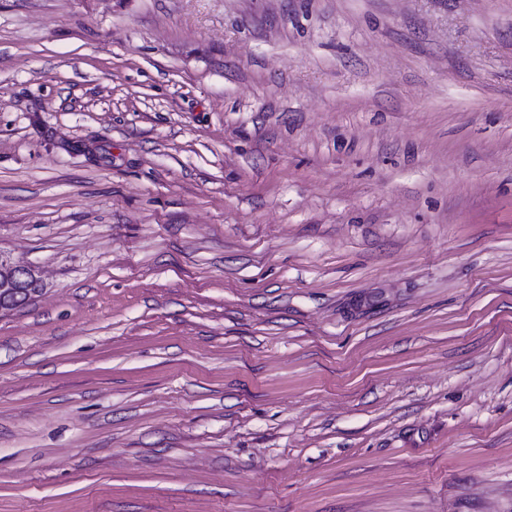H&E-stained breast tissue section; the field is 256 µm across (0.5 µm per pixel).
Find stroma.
Here are the masks:
<instances>
[{"label":"stroma","mask_w":512,"mask_h":512,"mask_svg":"<svg viewBox=\"0 0 512 512\" xmlns=\"http://www.w3.org/2000/svg\"><path fill=\"white\" fill-rule=\"evenodd\" d=\"M0 512H512V0H0ZM29 279L33 282L31 299L39 296L44 289V284L32 267L17 262L10 253L0 250V312L9 311L10 308L4 306V299L10 295L16 286L23 280ZM2 298V305H1Z\"/></svg>","instance_id":"stroma-1"}]
</instances>
